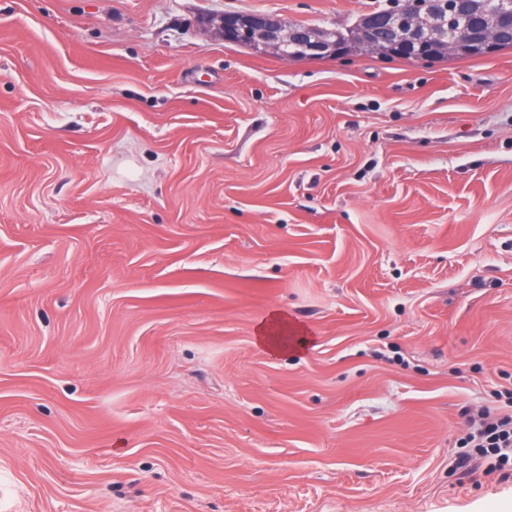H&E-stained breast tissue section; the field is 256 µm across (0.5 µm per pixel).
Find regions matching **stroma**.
<instances>
[{
	"instance_id": "obj_1",
	"label": "stroma",
	"mask_w": 512,
	"mask_h": 512,
	"mask_svg": "<svg viewBox=\"0 0 512 512\" xmlns=\"http://www.w3.org/2000/svg\"><path fill=\"white\" fill-rule=\"evenodd\" d=\"M377 2L0 0V512H512V48L203 23ZM207 22L227 42H236V37L255 32L261 45L278 51L287 60L340 56L347 53L344 44L331 42L302 24L285 28L278 18L269 14L224 13L208 18ZM290 43L301 45L305 54L299 57L288 56L292 53V48L288 49ZM285 327L283 319L277 316H271L267 323L259 329L257 339L265 346L273 349L280 348L284 345L282 336H275L279 329ZM485 416L478 433L464 439L465 445L462 448H474L473 453L466 457L468 462L474 461L467 468L466 474L472 475L484 466L482 470L486 474L499 472L501 480H508L512 476V419H498L490 414ZM504 451H510V455ZM509 462L510 469L507 468Z\"/></svg>"
}]
</instances>
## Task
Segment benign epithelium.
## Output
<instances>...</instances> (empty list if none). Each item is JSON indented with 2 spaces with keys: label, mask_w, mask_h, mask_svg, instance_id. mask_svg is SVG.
<instances>
[{
  "label": "benign epithelium",
  "mask_w": 512,
  "mask_h": 512,
  "mask_svg": "<svg viewBox=\"0 0 512 512\" xmlns=\"http://www.w3.org/2000/svg\"><path fill=\"white\" fill-rule=\"evenodd\" d=\"M207 22L227 42H234L236 37L253 32L261 44L279 52L287 60L290 59V43L301 45L306 58L347 53L345 45L331 42L301 24L286 28L278 18L269 14L224 13L208 18ZM354 32L355 38L369 53H409L423 39L434 35L440 40L439 50L447 56L477 50L488 55L496 51L502 37L512 35L502 17L491 13H476L470 16L468 25L459 28L454 27L450 20L433 14L416 17L410 23L403 19L367 17L358 22Z\"/></svg>",
  "instance_id": "benign-epithelium-1"
}]
</instances>
